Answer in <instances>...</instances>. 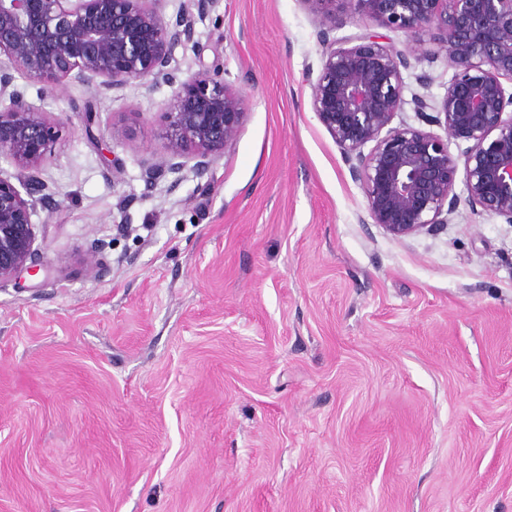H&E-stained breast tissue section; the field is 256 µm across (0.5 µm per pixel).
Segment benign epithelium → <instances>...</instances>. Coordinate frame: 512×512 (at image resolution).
Masks as SVG:
<instances>
[{
  "label": "benign epithelium",
  "instance_id": "obj_1",
  "mask_svg": "<svg viewBox=\"0 0 512 512\" xmlns=\"http://www.w3.org/2000/svg\"><path fill=\"white\" fill-rule=\"evenodd\" d=\"M164 0H0V284L37 270L32 217L37 206H59L47 192L43 164L61 118L26 99L16 77L44 86L72 83L97 92L127 87H175L164 103L163 153L140 162L145 192L163 178L177 188L188 175L203 179L235 140L245 116V84L204 70L178 80L179 46L197 44L195 24L218 0H188L168 17ZM319 45L309 69L311 107L332 136L367 199L368 219L403 239L448 223L465 201L512 224V0H300ZM353 21L365 29L339 40ZM404 33L399 49L378 30ZM445 54L453 75L437 103L411 93L404 72L423 37ZM447 138L404 123L405 105ZM432 110L436 115H429ZM465 143L458 157L450 142ZM369 151H364L366 146Z\"/></svg>",
  "mask_w": 512,
  "mask_h": 512
}]
</instances>
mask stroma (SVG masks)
I'll list each match as a JSON object with an SVG mask.
<instances>
[{"label": "stroma", "mask_w": 512, "mask_h": 512, "mask_svg": "<svg viewBox=\"0 0 512 512\" xmlns=\"http://www.w3.org/2000/svg\"><path fill=\"white\" fill-rule=\"evenodd\" d=\"M196 31L179 78L249 82L208 188L143 193L173 87L28 88L62 119L60 206L33 218L44 269L0 285V512H512V224L363 223L299 0H219ZM416 55L441 99L447 60Z\"/></svg>", "instance_id": "stroma-1"}]
</instances>
